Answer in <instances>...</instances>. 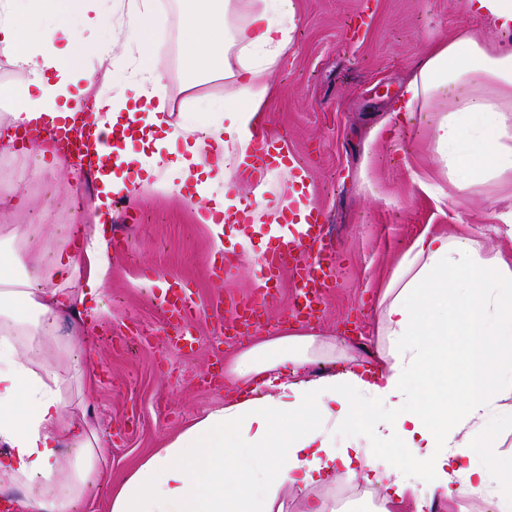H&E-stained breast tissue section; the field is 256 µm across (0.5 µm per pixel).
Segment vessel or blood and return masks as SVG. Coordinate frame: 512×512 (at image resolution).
<instances>
[{
	"mask_svg": "<svg viewBox=\"0 0 512 512\" xmlns=\"http://www.w3.org/2000/svg\"><path fill=\"white\" fill-rule=\"evenodd\" d=\"M142 130L136 119L124 115L113 124L110 131H98L90 114L77 113L73 123L53 126L51 136L57 145L71 153L77 166L84 173L101 179L110 170L129 166L128 143L137 141ZM282 153L265 137L255 139L251 150L244 156L241 165L245 172L261 177L265 171L278 167L283 162ZM338 262L337 252L324 242L323 213L313 209L304 224L297 230H282L276 233L275 242L259 261V274L254 289L248 298L236 301L239 315L225 322V335L239 338L258 329L260 314L265 311L269 296L278 288L283 276H290L297 289L300 301L312 299V307L299 303L291 308V316L297 320L319 318L320 304L329 288L334 285V268ZM165 303L169 332L168 346H184L186 340L180 329L196 315L197 306L190 292L183 288L165 291Z\"/></svg>",
	"mask_w": 512,
	"mask_h": 512,
	"instance_id": "b4317fda",
	"label": "vessel or blood"
}]
</instances>
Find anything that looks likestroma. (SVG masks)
<instances>
[{
    "label": "stroma",
    "instance_id": "35a3bbf8",
    "mask_svg": "<svg viewBox=\"0 0 512 512\" xmlns=\"http://www.w3.org/2000/svg\"><path fill=\"white\" fill-rule=\"evenodd\" d=\"M297 27L292 53L273 77L264 106L265 133L283 140L290 163L308 172V196L325 217L327 237L340 254L338 286L325 296L318 328L344 337L358 362H373L377 302L399 259L415 238L433 228L458 233L483 228L495 214L512 210V187L489 183L462 209L438 200L433 187L446 183L428 136L429 112H400L413 68L434 45L473 35L512 46L464 0H370L359 43L346 46L344 21L357 0H294ZM166 91L176 120L202 127L208 107L220 100V80L185 90L173 47ZM18 144L0 155L9 173L0 181V225L37 224L46 240L78 237L93 223L95 195L85 175H61L20 156ZM192 187L148 189L135 201L139 221L121 248H109L103 288L107 311L89 320L80 352L99 380L85 392L88 412L103 440L106 478L91 490L80 512H109L110 494L136 463L159 448L212 404L229 397L213 387L214 348L224 355L236 344L221 342L216 319L188 321L193 349L165 343L167 326L159 298L179 284L203 306L250 295L263 254L260 236L239 247L240 265L223 283L209 270L224 251L211 225L189 203ZM155 278H147L146 270Z\"/></svg>",
    "mask_w": 512,
    "mask_h": 512
}]
</instances>
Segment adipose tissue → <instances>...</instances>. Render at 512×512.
<instances>
[{
	"mask_svg": "<svg viewBox=\"0 0 512 512\" xmlns=\"http://www.w3.org/2000/svg\"><path fill=\"white\" fill-rule=\"evenodd\" d=\"M172 12L194 44L179 57L187 87L220 79L228 89L200 137L174 121L167 70L154 60ZM296 22L293 0H171L166 10L156 0H0V55L24 74L0 85V121L68 119L95 78L113 79L92 113L102 127L144 113L154 151L142 187L162 174L170 189L193 184L215 233L244 242L224 229L228 209L256 225L280 218L236 190ZM81 25L118 30L137 58L102 46L97 74L85 72ZM442 101L429 139L448 176L437 194L457 206L512 176V48L470 37L435 45L415 66L402 109ZM177 139L183 150L167 160L160 149ZM490 232L512 238V211L485 232L417 236L377 303L375 364L306 378L310 363L345 357L337 337L293 324L255 338L224 370L230 397L141 460L113 488L110 512H284L288 492L356 480L377 488L373 512H433L464 495L512 512V468L494 456L500 430L489 422L512 399V254L489 250ZM104 233L86 225L77 246L52 251L38 225L0 226V489L13 490L15 512H77L102 476L105 450L84 401L96 376L77 354L79 333L60 336L58 325L98 313ZM452 367L456 387L439 394L434 379ZM361 415L366 436H350Z\"/></svg>",
	"mask_w": 512,
	"mask_h": 512,
	"instance_id": "obj_1",
	"label": "adipose tissue"
}]
</instances>
